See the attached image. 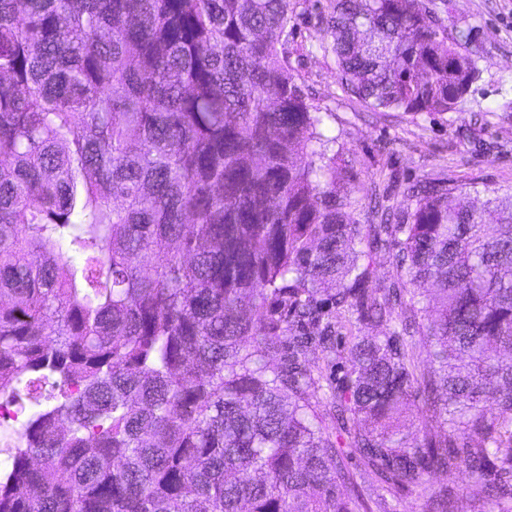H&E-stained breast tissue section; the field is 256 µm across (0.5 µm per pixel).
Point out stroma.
Listing matches in <instances>:
<instances>
[{
    "instance_id": "obj_1",
    "label": "stroma",
    "mask_w": 512,
    "mask_h": 512,
    "mask_svg": "<svg viewBox=\"0 0 512 512\" xmlns=\"http://www.w3.org/2000/svg\"><path fill=\"white\" fill-rule=\"evenodd\" d=\"M329 11L330 0H300L288 60L306 102L354 159L361 191L382 196L395 182L445 178L478 203L488 187L512 192V110L501 94L512 86V0H448L449 25L476 26L485 41L483 71L468 94L484 114L478 123L468 110L373 112L348 96L323 36Z\"/></svg>"
}]
</instances>
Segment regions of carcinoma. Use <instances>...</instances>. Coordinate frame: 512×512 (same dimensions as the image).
Masks as SVG:
<instances>
[{
    "label": "carcinoma",
    "instance_id": "obj_1",
    "mask_svg": "<svg viewBox=\"0 0 512 512\" xmlns=\"http://www.w3.org/2000/svg\"><path fill=\"white\" fill-rule=\"evenodd\" d=\"M296 8L0 0V406L25 415L0 512H394L431 468L512 512V194L436 178L356 221ZM447 13L333 0L343 91L458 111L484 54ZM419 398L438 431L413 439Z\"/></svg>",
    "mask_w": 512,
    "mask_h": 512
}]
</instances>
